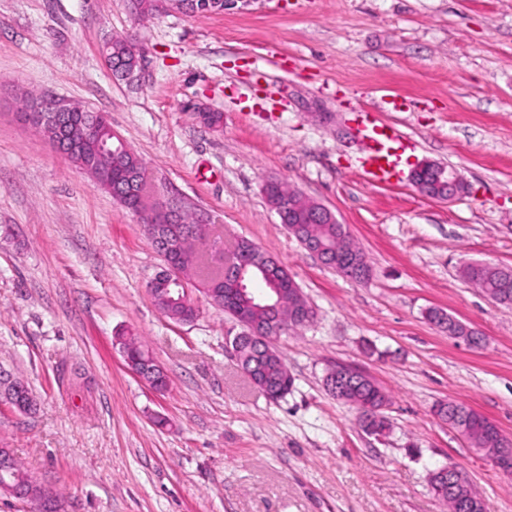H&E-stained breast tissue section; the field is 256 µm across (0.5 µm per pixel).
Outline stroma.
<instances>
[{
  "label": "stroma",
  "mask_w": 512,
  "mask_h": 512,
  "mask_svg": "<svg viewBox=\"0 0 512 512\" xmlns=\"http://www.w3.org/2000/svg\"><path fill=\"white\" fill-rule=\"evenodd\" d=\"M126 36L142 66L122 80L101 48ZM42 92L106 113L162 195L211 216L209 252L247 239L287 267L314 310L276 342L287 395L252 383L225 346L238 323L197 283L193 323L159 313L147 284L164 261L137 215L20 119ZM386 94L409 110L381 109ZM359 109L414 143L409 167L452 169L465 192L366 184ZM270 180L346 224L370 278L308 254ZM469 261L512 266V0H235L142 22L127 0H0V371L36 401L28 415L0 401V448L64 512H446L428 477L449 462L485 512H512V477L433 415L451 399L512 436V306L462 278ZM431 308L484 346L448 337ZM122 334L165 391L126 369ZM339 364L389 393L385 435L327 390ZM118 339L125 346L130 358L138 359L143 356L144 345L141 341L138 340L137 337L130 336V338H126L124 336H119ZM116 345L120 346V352L122 354L126 368L136 377L147 383L150 387L158 390L160 386L156 384L160 383L159 373L163 376L165 372L161 365L152 356V354L149 352L148 356L133 362L128 359L124 346L120 345L118 340H116Z\"/></svg>",
  "instance_id": "obj_1"
}]
</instances>
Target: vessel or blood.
<instances>
[{
	"label": "vessel or blood",
	"instance_id": "1",
	"mask_svg": "<svg viewBox=\"0 0 512 512\" xmlns=\"http://www.w3.org/2000/svg\"><path fill=\"white\" fill-rule=\"evenodd\" d=\"M356 130L364 142V149L356 164L366 183L389 184L403 173L402 156L412 150V143L399 128L390 123L372 120L368 113H360Z\"/></svg>",
	"mask_w": 512,
	"mask_h": 512
}]
</instances>
